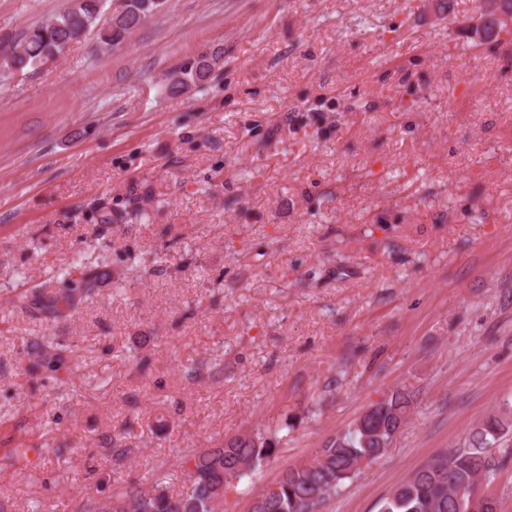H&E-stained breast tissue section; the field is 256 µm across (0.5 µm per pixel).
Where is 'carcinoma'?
Here are the masks:
<instances>
[{
    "label": "carcinoma",
    "instance_id": "cac0c4a2",
    "mask_svg": "<svg viewBox=\"0 0 512 512\" xmlns=\"http://www.w3.org/2000/svg\"><path fill=\"white\" fill-rule=\"evenodd\" d=\"M104 0H73L64 11L0 47V64L11 71L35 68L61 56L71 43L98 28L105 47L123 43L146 18L153 16L166 0H126L123 11L98 27ZM217 57L203 56L190 67L167 73L165 88L186 90L204 80ZM80 278H72L74 272ZM94 286L93 273L74 266L64 274V287L32 302L40 311L61 315L75 306L77 298ZM39 364L55 372L63 364L62 344L51 338L34 342ZM412 404L411 396L395 390L378 402L375 410L358 418L354 426L325 440L310 461L290 467L274 483L276 490L263 492L252 503L251 512H323L324 503L361 468L385 454ZM512 430L507 420L485 418L470 434L463 448L445 451L426 462L393 488L384 498L380 512H497L491 496L478 497L480 480L492 482L499 466L494 445ZM274 448L259 433L243 434L224 445L204 448L182 463L184 490L170 492L158 481L151 490L134 485L122 488L107 500H88L81 512H224V499L238 491L241 480L262 465Z\"/></svg>",
    "mask_w": 512,
    "mask_h": 512
}]
</instances>
